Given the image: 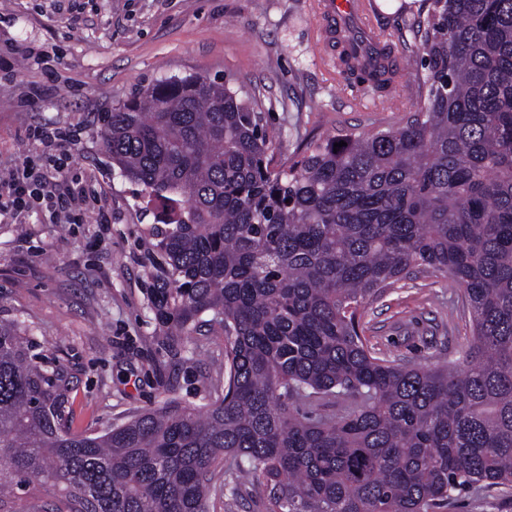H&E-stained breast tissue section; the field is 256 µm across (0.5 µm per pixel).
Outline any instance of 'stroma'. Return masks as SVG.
I'll return each instance as SVG.
<instances>
[{"label": "stroma", "mask_w": 512, "mask_h": 512, "mask_svg": "<svg viewBox=\"0 0 512 512\" xmlns=\"http://www.w3.org/2000/svg\"><path fill=\"white\" fill-rule=\"evenodd\" d=\"M318 0H0V46L17 79L0 82V180L41 147L30 133L74 134L73 164L97 196L78 224L39 209L0 216V319L23 322L37 353L69 373L71 427L101 433L166 399L201 409L224 375L221 329L164 341L148 285L154 272L153 207L116 176L100 140L101 114L158 79L205 73L259 93L276 140L296 150L344 130L397 127L414 112L407 91L382 109L340 76L321 45ZM84 21L73 24L72 7ZM58 53L50 68L25 50ZM46 103L28 98L31 84ZM112 221H97L98 209ZM377 352L407 365L455 362L472 335L462 291L444 275L396 282L362 315ZM268 492L243 477L212 512H268Z\"/></svg>", "instance_id": "stroma-1"}]
</instances>
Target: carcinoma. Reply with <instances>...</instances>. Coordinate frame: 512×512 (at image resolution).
Here are the masks:
<instances>
[{
  "label": "carcinoma",
  "instance_id": "cac0c4a2",
  "mask_svg": "<svg viewBox=\"0 0 512 512\" xmlns=\"http://www.w3.org/2000/svg\"><path fill=\"white\" fill-rule=\"evenodd\" d=\"M425 3L406 20L418 107L396 128L275 165L256 95L206 75L103 117L112 168L156 211L155 319L174 344L211 315L224 393L74 433L66 371L0 320V512H210L242 474L268 512H439L512 489V0ZM393 53L343 49L336 67L389 108ZM414 268L470 309L444 368L377 357L362 335L366 305Z\"/></svg>",
  "mask_w": 512,
  "mask_h": 512
}]
</instances>
